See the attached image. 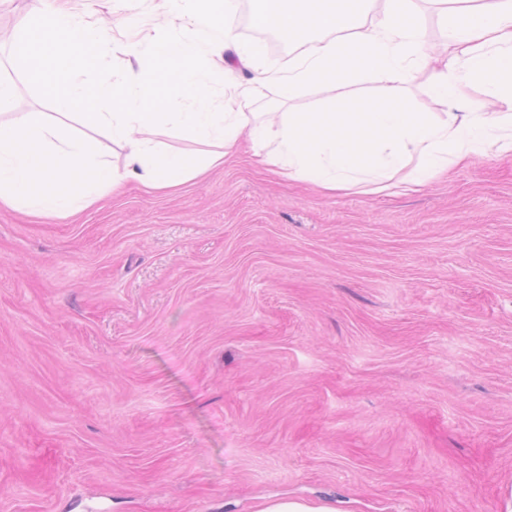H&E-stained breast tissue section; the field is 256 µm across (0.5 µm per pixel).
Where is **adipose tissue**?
Instances as JSON below:
<instances>
[{"label":"adipose tissue","mask_w":512,"mask_h":512,"mask_svg":"<svg viewBox=\"0 0 512 512\" xmlns=\"http://www.w3.org/2000/svg\"><path fill=\"white\" fill-rule=\"evenodd\" d=\"M156 36L119 47L100 21L55 0H32L28 22L14 35L15 61L51 99L57 118L31 112L0 121V206L59 216L100 197L114 175L94 142L76 136L70 118L86 115L126 150L128 171L162 190L223 164L248 138L261 165L325 190L393 183L418 190L453 164L512 151V0H481L472 9L435 0L441 25L463 37L429 84L447 108L456 91L480 84L489 112L415 111L404 93L421 60L433 58L417 27L419 0H252L254 27L287 35L299 54L288 68L266 64L264 49L243 43L230 23L238 0H147ZM138 64L133 79L110 74L104 60L118 49ZM93 73L84 82L70 64ZM250 69L226 85L234 66ZM283 98L307 90L318 105L251 122L248 108L268 86ZM370 86L367 94L359 86ZM183 111H170L174 100ZM178 131L207 145L190 156L162 141Z\"/></svg>","instance_id":"1"}]
</instances>
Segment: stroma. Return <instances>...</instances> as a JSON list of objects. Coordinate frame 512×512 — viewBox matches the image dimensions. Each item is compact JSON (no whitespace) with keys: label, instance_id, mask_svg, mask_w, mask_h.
I'll use <instances>...</instances> for the list:
<instances>
[{"label":"stroma","instance_id":"1","mask_svg":"<svg viewBox=\"0 0 512 512\" xmlns=\"http://www.w3.org/2000/svg\"><path fill=\"white\" fill-rule=\"evenodd\" d=\"M29 0H0L13 60ZM512 152L409 193L250 153L68 218L0 208V512H499ZM258 512H336L328 501L314 502L301 498H281L265 501Z\"/></svg>","mask_w":512,"mask_h":512}]
</instances>
